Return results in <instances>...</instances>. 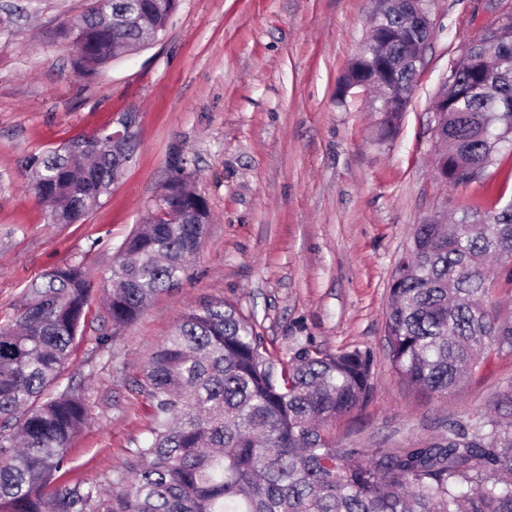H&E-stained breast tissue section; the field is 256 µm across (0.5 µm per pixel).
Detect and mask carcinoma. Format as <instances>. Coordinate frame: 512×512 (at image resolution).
I'll list each match as a JSON object with an SVG mask.
<instances>
[{"label":"carcinoma","instance_id":"carcinoma-1","mask_svg":"<svg viewBox=\"0 0 512 512\" xmlns=\"http://www.w3.org/2000/svg\"><path fill=\"white\" fill-rule=\"evenodd\" d=\"M178 0H92L79 25L60 37L82 76L163 34ZM409 2L378 0L371 27L381 46L363 43L338 92L345 101L382 73L396 99L379 98L380 133L396 130L410 103L417 65L408 61L429 37L405 20ZM502 59L491 82L479 60ZM441 91L448 112L440 129L442 171L506 164L512 153V31L462 43ZM134 141L112 152V133L68 140L22 161L31 190L48 204V221L75 224L110 194ZM165 210L146 207L145 223L120 245L103 293L112 326L131 324L149 299L188 272L211 220L205 198L179 170L166 185ZM494 260L512 282V199L465 211L450 225L414 228L397 263L385 319L387 357L405 382L444 399L462 387L492 351L512 350V322L486 298ZM91 283L65 264L28 285L27 306L0 328V512H512V386L492 408L448 422V435L396 451L340 448L325 426L370 390L371 356L304 348L286 362L267 353L256 323L227 302L183 315L149 357L142 387L150 400V437L129 466L109 478L105 495L54 485L86 403L59 388L86 316Z\"/></svg>","mask_w":512,"mask_h":512}]
</instances>
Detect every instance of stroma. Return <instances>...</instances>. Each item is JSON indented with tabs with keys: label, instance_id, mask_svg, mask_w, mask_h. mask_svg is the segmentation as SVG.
I'll return each mask as SVG.
<instances>
[{
	"label": "stroma",
	"instance_id": "obj_1",
	"mask_svg": "<svg viewBox=\"0 0 512 512\" xmlns=\"http://www.w3.org/2000/svg\"><path fill=\"white\" fill-rule=\"evenodd\" d=\"M88 5L0 0V325L21 313L37 275L79 264L91 281L61 376L87 403L64 484H107L148 437L142 368L175 322L207 302L254 316L277 359L303 348L370 353L369 395L327 428L339 447L435 441L449 420L490 409L512 385V353H492L441 400L391 370L384 336L390 279L415 225L512 198L504 166L459 188L433 168L430 107L462 29L489 21L484 0H429L434 35L400 125L385 137L364 95L344 105L336 96L373 0H179L154 45L80 76L58 29ZM129 114L136 151L111 193L78 223H49L21 160ZM180 168L212 214L200 251L177 288L113 329L103 280Z\"/></svg>",
	"mask_w": 512,
	"mask_h": 512
}]
</instances>
